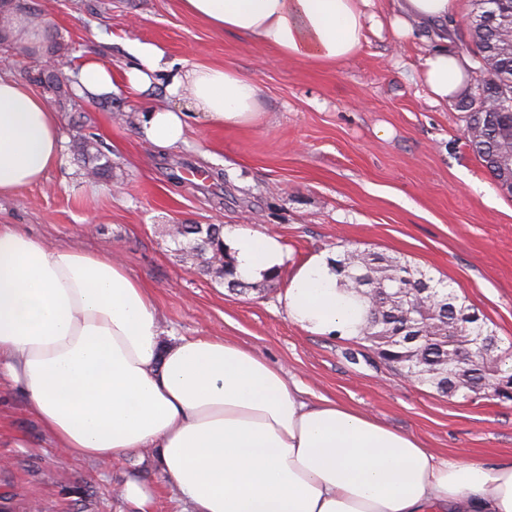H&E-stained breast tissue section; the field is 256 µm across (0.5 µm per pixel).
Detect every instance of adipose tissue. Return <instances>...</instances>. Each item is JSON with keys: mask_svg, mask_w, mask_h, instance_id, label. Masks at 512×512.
Returning <instances> with one entry per match:
<instances>
[{"mask_svg": "<svg viewBox=\"0 0 512 512\" xmlns=\"http://www.w3.org/2000/svg\"><path fill=\"white\" fill-rule=\"evenodd\" d=\"M372 0H182L213 30L275 48L284 60L330 66L356 54ZM460 0H393L396 39L447 22ZM125 85H157L165 101L142 116L157 147L186 141L187 113L212 128L259 117L260 86L221 64L174 67L155 44L128 47ZM469 60L438 48L419 77L431 104L461 95ZM61 150L45 98L0 75V197L42 182ZM238 275L283 261L270 236L225 237ZM289 318L355 334L359 316L320 254L292 274ZM20 388L44 430L72 457L120 462L153 449L190 512H512V459L442 458L411 434L344 404L303 397L295 380L221 336L164 341L154 296L108 254L52 246L0 224V383Z\"/></svg>", "mask_w": 512, "mask_h": 512, "instance_id": "1", "label": "adipose tissue"}]
</instances>
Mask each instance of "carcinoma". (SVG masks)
<instances>
[{
    "label": "carcinoma",
    "mask_w": 512,
    "mask_h": 512,
    "mask_svg": "<svg viewBox=\"0 0 512 512\" xmlns=\"http://www.w3.org/2000/svg\"><path fill=\"white\" fill-rule=\"evenodd\" d=\"M475 12L469 36L478 50L484 79L480 92L466 101V128L473 131L468 147L484 164L492 180H497L501 164L512 165V54L501 52L503 31L485 27L480 18L486 8L499 9L495 0H474ZM34 81L46 83L50 91L62 96L60 74L37 73ZM73 154L83 162L86 174L96 179L112 177V160L97 145L84 138L73 145ZM222 226L209 224L188 232L177 228L173 241L182 253L201 260L204 271L214 273L229 287H244L235 267L224 252ZM336 274L345 292L359 307L360 322L355 339L368 344L386 365L414 375L444 396L458 394L448 351L465 350L469 344L487 336L496 340L494 369L497 376L512 379V345L504 349L496 332L485 322L473 320L474 307L454 292H441L442 281L434 280L406 260L376 251L346 248L335 262ZM434 289L430 315L410 320L403 308L416 302L421 281Z\"/></svg>",
    "instance_id": "1"
}]
</instances>
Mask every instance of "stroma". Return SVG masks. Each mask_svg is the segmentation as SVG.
Returning a JSON list of instances; mask_svg holds the SVG:
<instances>
[{
  "instance_id": "obj_1",
  "label": "stroma",
  "mask_w": 512,
  "mask_h": 512,
  "mask_svg": "<svg viewBox=\"0 0 512 512\" xmlns=\"http://www.w3.org/2000/svg\"><path fill=\"white\" fill-rule=\"evenodd\" d=\"M61 49L58 71L75 78L92 57L115 76L133 65L128 42L169 59L233 66L261 87L258 120L211 129L189 113L186 142L162 151L139 118L162 100L154 87H125L51 102L62 139L44 183L0 198V224L53 245L91 253L119 249L129 273L151 288L165 333L222 336L258 351L307 391L370 413L417 436L430 451L490 463L512 455V401L443 397L389 368L352 337L294 323L283 297L290 274L342 245L407 260L478 309L512 344V197L492 182L466 144L457 102L430 105L419 79L433 37L390 40L368 32L345 62L284 61L274 49L220 33L188 15L181 0H20ZM38 64L11 29L0 30V73L32 84ZM94 138L112 177L85 176L71 152ZM176 224H219L275 237L285 257L275 282L238 291L201 273L176 249ZM0 386V506L7 512H185L150 451L119 463L69 456L28 409ZM155 493L145 510L118 498L126 476Z\"/></svg>"
}]
</instances>
